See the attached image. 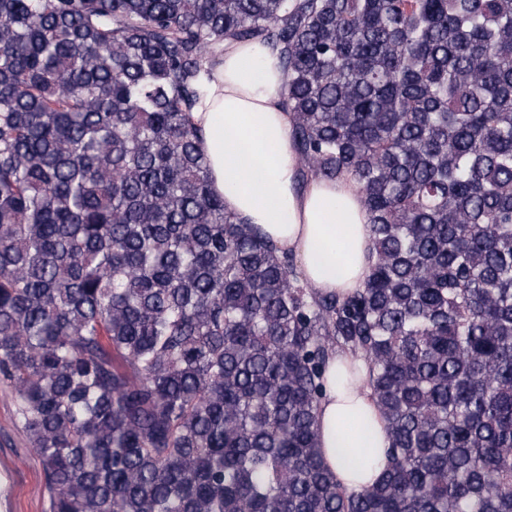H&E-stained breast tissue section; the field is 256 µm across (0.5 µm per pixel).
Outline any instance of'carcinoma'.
Here are the masks:
<instances>
[{
	"instance_id": "cac0c4a2",
	"label": "carcinoma",
	"mask_w": 512,
	"mask_h": 512,
	"mask_svg": "<svg viewBox=\"0 0 512 512\" xmlns=\"http://www.w3.org/2000/svg\"><path fill=\"white\" fill-rule=\"evenodd\" d=\"M276 51L297 179H352L363 288L224 211L191 112ZM360 353L388 471L315 417ZM0 380L49 512H512V0H0ZM362 360L350 353H340L327 372L325 398L320 404L316 426L325 466L337 475L348 491H359L375 483L385 472L389 439L386 425L369 388L348 384L344 371Z\"/></svg>"
}]
</instances>
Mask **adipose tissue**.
<instances>
[{"label":"adipose tissue","instance_id":"obj_1","mask_svg":"<svg viewBox=\"0 0 512 512\" xmlns=\"http://www.w3.org/2000/svg\"><path fill=\"white\" fill-rule=\"evenodd\" d=\"M284 82L277 53L258 43L232 46L212 74L203 75L192 118L202 131L211 188L227 212L259 225L298 257L308 287L362 288L372 251L364 197L347 178H314L298 187ZM353 360L342 353L331 361L316 426L325 466L347 490L357 491L385 472L389 439L370 389L345 379Z\"/></svg>","mask_w":512,"mask_h":512}]
</instances>
